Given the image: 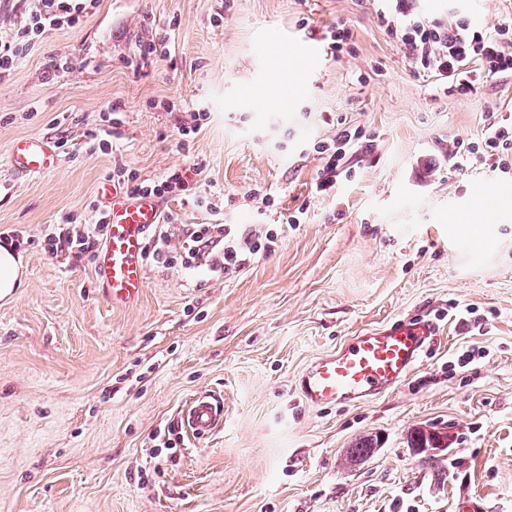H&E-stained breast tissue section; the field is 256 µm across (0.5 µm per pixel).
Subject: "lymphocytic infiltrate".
Wrapping results in <instances>:
<instances>
[{
	"label": "lymphocytic infiltrate",
	"instance_id": "lymphocytic-infiltrate-1",
	"mask_svg": "<svg viewBox=\"0 0 512 512\" xmlns=\"http://www.w3.org/2000/svg\"><path fill=\"white\" fill-rule=\"evenodd\" d=\"M376 14L388 35L400 44L416 68L435 74L444 93L476 94L488 78L512 76V17L486 29L465 18L428 20L413 0H374ZM97 0H27L22 23L0 31V77L9 75L21 56L50 31L75 26L96 7ZM372 141L362 129L342 127L317 141L313 150L321 161L312 186L316 195H334L339 177L351 176L350 159L370 152ZM461 163L479 162L501 171L512 170V116L487 115L475 140L454 141L450 147ZM276 236L256 225L196 224L168 227L152 237L153 256L169 259L172 245L181 249L186 268L205 266L214 272L244 267L252 256L271 252Z\"/></svg>",
	"mask_w": 512,
	"mask_h": 512
}]
</instances>
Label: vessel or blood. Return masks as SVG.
<instances>
[{"mask_svg": "<svg viewBox=\"0 0 512 512\" xmlns=\"http://www.w3.org/2000/svg\"><path fill=\"white\" fill-rule=\"evenodd\" d=\"M10 163L18 175L37 176L55 170L60 155L49 141L24 137L14 142ZM98 193L107 218L94 274L110 303H132L146 283L145 240L151 229L163 223V209L154 198L109 184L100 186ZM438 334V324L425 318L361 330L303 369L296 388L313 406L370 402L399 387L419 366ZM181 419L195 437L207 436L223 422L222 403L215 395L198 394Z\"/></svg>", "mask_w": 512, "mask_h": 512, "instance_id": "b4317fda", "label": "vessel or blood"}]
</instances>
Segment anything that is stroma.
<instances>
[{
	"instance_id": "stroma-1",
	"label": "stroma",
	"mask_w": 512,
	"mask_h": 512,
	"mask_svg": "<svg viewBox=\"0 0 512 512\" xmlns=\"http://www.w3.org/2000/svg\"><path fill=\"white\" fill-rule=\"evenodd\" d=\"M416 5L488 27L512 16V0ZM336 24L353 54L308 66ZM148 41L165 55L141 61ZM497 107L512 108V76L444 95L372 0H99L46 35L0 79V240L23 267L0 301V512H512V208L454 221L484 195L512 198V172L417 170ZM337 120L374 151L317 196L310 147ZM25 136L67 141L60 167L16 175ZM118 164L141 182L186 171L206 190L198 206L161 198L167 223L262 224L275 250L228 274L147 259L139 300L112 306L93 253L50 251L48 237L87 222ZM300 207L302 224L281 223ZM424 314L439 334L398 389L303 402L295 379L314 358ZM203 391L224 422L199 440L181 411ZM417 429L446 436L434 463L410 451ZM365 437L374 452L352 459Z\"/></svg>"
}]
</instances>
